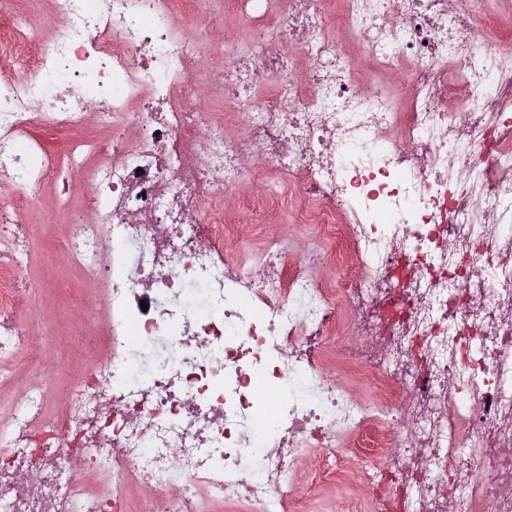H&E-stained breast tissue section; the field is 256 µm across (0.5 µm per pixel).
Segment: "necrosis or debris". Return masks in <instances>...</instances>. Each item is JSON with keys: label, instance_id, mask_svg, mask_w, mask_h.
Listing matches in <instances>:
<instances>
[{"label": "necrosis or debris", "instance_id": "obj_1", "mask_svg": "<svg viewBox=\"0 0 512 512\" xmlns=\"http://www.w3.org/2000/svg\"><path fill=\"white\" fill-rule=\"evenodd\" d=\"M35 2L46 35L0 26V361L47 357L22 215L55 175L92 202L58 251L106 333L65 413L41 385L0 415V512H128L131 485L140 512H308L301 474L349 512H512V47L485 42L512 0H345L343 47L331 0H231L242 54L215 0ZM251 160L302 252L247 261L224 204ZM339 447L364 469L305 473Z\"/></svg>", "mask_w": 512, "mask_h": 512}]
</instances>
